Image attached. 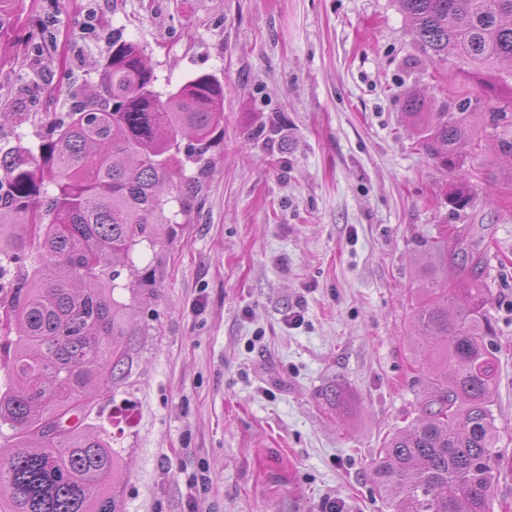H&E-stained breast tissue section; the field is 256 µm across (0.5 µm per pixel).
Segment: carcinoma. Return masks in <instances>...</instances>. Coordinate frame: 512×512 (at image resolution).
<instances>
[{"label": "carcinoma", "instance_id": "cac0c4a2", "mask_svg": "<svg viewBox=\"0 0 512 512\" xmlns=\"http://www.w3.org/2000/svg\"><path fill=\"white\" fill-rule=\"evenodd\" d=\"M23 0H0V37ZM416 41L439 59L453 53L469 69L512 81V0H399ZM137 43L112 34L97 91L73 92L60 118L47 112L38 152L0 150V257L17 271L0 283L8 319L12 383L0 391V427L16 450L0 449V494L10 512H123L115 474L122 456L86 433L100 396L124 387L134 365L129 305L117 294L142 287L132 259L155 247L159 226L174 223L168 204L187 212L213 134L224 121V85L198 75L168 92ZM418 146L466 174L448 186L454 210L467 207L472 159L489 132L512 161V114L477 112L470 98L429 111L419 94L405 101ZM187 146H182L183 140ZM198 166L184 175V162ZM477 225H446L428 249V287L414 307L429 362L420 415L395 432L374 464L390 512H490L497 456L492 396L498 365L487 346L490 288ZM38 267L24 261L32 253ZM455 277L442 274L448 268ZM127 282L120 283L122 270ZM349 410L350 394L326 390Z\"/></svg>", "mask_w": 512, "mask_h": 512}]
</instances>
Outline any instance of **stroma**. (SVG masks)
<instances>
[{"label": "stroma", "instance_id": "obj_1", "mask_svg": "<svg viewBox=\"0 0 512 512\" xmlns=\"http://www.w3.org/2000/svg\"><path fill=\"white\" fill-rule=\"evenodd\" d=\"M138 42L168 93L224 85V135L188 214L133 255L135 363L118 404L91 417L126 464L125 512H388L372 465L417 414L424 369L409 300L429 241L481 224L499 360L492 512H512V183L485 151L473 201L416 146L413 92L444 112L484 98L454 57L429 58L398 0H25L0 38V148H37L45 112L95 85L113 33ZM40 86H33L34 71ZM301 311L299 325L289 323ZM344 387L354 416L324 398Z\"/></svg>", "mask_w": 512, "mask_h": 512}]
</instances>
